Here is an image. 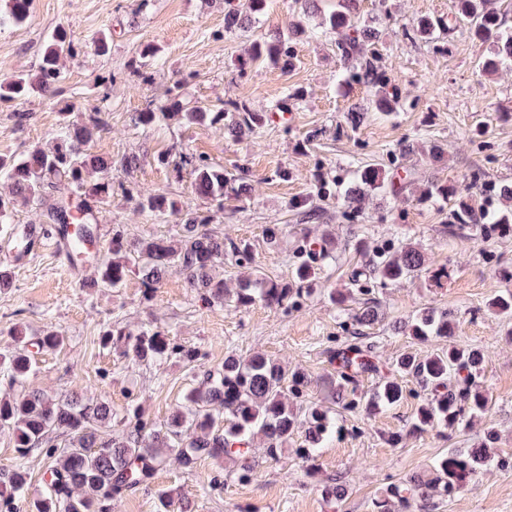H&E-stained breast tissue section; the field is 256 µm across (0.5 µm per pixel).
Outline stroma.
<instances>
[{"mask_svg":"<svg viewBox=\"0 0 512 512\" xmlns=\"http://www.w3.org/2000/svg\"><path fill=\"white\" fill-rule=\"evenodd\" d=\"M386 4L391 10L386 19L378 0H356L352 15L357 24L371 22L380 31L382 63L393 85L405 93L389 114L376 112L366 88L347 84L332 34L295 41L290 71L263 64L240 74L237 60L246 42L225 33L219 0H32L26 24L0 28V83L35 69L54 29H66L78 49L76 57L65 61L55 96L0 102V156L25 153L64 121L84 122L103 114L107 127L90 149L112 158L115 190L97 206L101 238H109L116 224L131 240L176 235L175 218L151 220L128 200V192L145 189L164 191L176 208L211 216L215 232L250 242L261 271L273 280L287 279L295 238L325 230L336 238L335 264L322 268L304 307L286 313L261 303L245 311L204 305L175 272L157 284L148 302L136 278L115 289L92 291L84 286L90 267H73L48 250L18 254L0 231V268L12 274L11 288L0 291V350L18 326L31 336L49 329L65 338L61 350L38 354L33 387L55 395L80 388L91 397L108 396L117 408L134 400L154 422L166 421L191 382L190 372L172 359L136 365L97 343L105 325L150 323L171 328L179 342L198 348L205 369L221 367L229 351L243 356L259 351L288 367H302L313 379L312 401L324 403V381L333 372L326 347L329 338L341 335L345 318L329 292L346 288L351 269L362 262L349 245L356 233L372 245L395 238L416 246L428 269L444 266L450 273L439 287L423 277L379 294L382 320L372 339L385 367L406 352L426 357L447 348L444 339L421 343L393 331L395 322L408 320L428 303L455 311L458 340L484 354L481 382L493 406L470 430L451 434L439 426L411 431L422 398L409 378L405 384L413 397L375 415L336 411L333 421L340 431L320 449L313 474L303 471L292 450L275 461L257 456L255 473L246 482L238 481L231 465L209 458L189 471L172 462L158 472L151 488L114 501L112 512H156L160 489L187 504L188 512H373L372 503L386 486L427 475L448 448L478 447L490 431L495 464L454 498L433 499L428 512H512V468L503 464L512 457V341L505 335L506 323L487 307L496 294L512 290V280L501 275L512 271V235L483 244L471 229L449 232V203H420L412 189L397 197H371L355 224L342 219L337 199L324 203L323 217L315 222H301L285 209L286 201L311 191L318 179L350 185L358 165L374 164L391 174L389 160L408 140L441 144L445 157L436 163L418 152L405 160V167L425 179L470 185L476 206H486L488 184L512 183V66L482 73L478 63L489 46L466 31L449 34L442 50L412 36L419 18L446 16L452 0ZM106 29L112 40L108 52L100 54L93 41ZM148 42L160 49L150 84L135 70ZM179 72L189 76L184 100L191 106L219 107L233 100L269 109L296 87L304 89L305 97L283 118L241 142L225 138L219 125L185 126L163 118L150 127L135 125L136 113L161 111L170 79ZM358 108L368 117L353 128L347 115ZM17 112L27 113L26 123H15ZM313 132L318 135L314 141L309 138ZM161 153L169 155L170 165L157 163ZM185 154L206 156L228 172L248 169L252 192L241 211L220 210L193 193L189 168L175 166ZM129 155L138 156L139 163L128 170L121 161ZM284 167L290 172L285 180L275 175ZM269 224L287 227L277 243L263 235ZM487 249L497 263H486ZM397 431L403 440L389 443ZM216 476L224 486L213 491L209 482ZM335 479L346 484L347 492L332 503L322 488Z\"/></svg>","mask_w":512,"mask_h":512,"instance_id":"35a3bbf8","label":"stroma"}]
</instances>
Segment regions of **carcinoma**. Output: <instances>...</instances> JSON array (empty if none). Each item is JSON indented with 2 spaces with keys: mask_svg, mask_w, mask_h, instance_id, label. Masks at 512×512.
<instances>
[{
  "mask_svg": "<svg viewBox=\"0 0 512 512\" xmlns=\"http://www.w3.org/2000/svg\"><path fill=\"white\" fill-rule=\"evenodd\" d=\"M351 2L339 0L340 10L328 19L329 30L337 36L340 58L354 81L385 88L390 78L380 65L378 31L368 24L359 28L350 23L347 9ZM266 6L267 0H224V32L250 31ZM29 15L30 0H7L5 9H0V26L22 25ZM462 24L476 38L493 43L494 53L481 61L482 70L493 71L505 61H512V31L503 29L500 14L488 8L485 0H454V11L448 17H422L414 32L434 41L439 39L437 33H451ZM76 55L67 32L54 30L36 74H20L12 82L1 84L0 101L53 95L61 76L62 58ZM291 61L289 37L277 32L250 40L238 67L243 73L256 64L270 63L286 71ZM184 84L181 79L168 88L163 113L139 112L136 123L150 127L162 116L176 118L188 126L220 125L225 135L238 139L257 133L271 121L270 113L234 101L224 102L221 108H186L181 98ZM105 126L101 117L90 123H68L49 134V143L35 146L22 157L1 156L0 180L8 191L0 192V224L9 223L11 207L17 200L39 202L51 193L53 203L46 216L69 240L71 263L93 268L92 277L85 283L87 288H119L134 275L148 292L170 271L178 270L208 305L227 304L247 310L262 302L288 312L303 307L313 290L316 271L335 260L334 242L327 234L317 241L306 237L295 240L291 271L285 281H274L260 273L250 244L230 243L235 264L252 268L251 275L233 285L224 275L216 274V269L224 266V238L208 228L210 216L198 212L181 218L179 232L173 237L131 242L123 228L116 226L103 252L90 251L87 242L97 229L95 206L113 192L112 158L89 150V143ZM394 171V176L385 179L374 165L357 170L355 183L344 193L343 217L347 222L358 221L363 199L369 193L398 196L417 184V200L452 202L450 225L475 230L484 243L512 230V185L489 186L500 206L477 210L465 188L429 179L422 182L416 172L397 164ZM191 175L195 194L221 209L228 202H242L249 194L245 173L226 172L203 157L194 159ZM334 198L335 187L322 181L315 191L287 201V207L313 221L321 217L320 203ZM136 204L156 220L176 214L174 204L160 190L139 194ZM355 251L372 257L353 268L352 287L331 291V302L341 309L355 293L369 296L379 288L412 280L425 270V258L418 249L400 247L392 240L370 251L359 239ZM488 307L512 320V291L494 296ZM348 320L349 336L327 349L334 365L330 393L333 403L342 410L368 415L382 406L398 404L406 396V386L401 382L406 377L427 392L417 407L413 431L434 426L456 431L488 410L492 397L480 384L483 353L460 343L427 358L406 353L395 363L398 376L381 382L368 396L359 392V378L376 370V345L369 341L368 329L379 321V302L363 304ZM393 329L427 342L454 335L456 321L451 310L428 306L410 322ZM99 342L103 348L138 364L174 358L193 371L200 358L197 348L177 342L173 333L161 326L134 331L107 325L100 331ZM63 344L64 336L56 331H46L34 340L18 331L11 349L0 354V381L7 387V392L0 395V429L12 431L19 457L14 467L0 471V512H18V502L28 491V471L22 459L34 450L44 451L50 464L31 512H111L113 500L152 483L172 458L186 469L203 458L224 459L235 465L239 481L250 480L254 438L258 435L263 438L265 454L275 460L288 442L304 433L305 444L294 453L312 470L318 448L332 428L329 411L309 400L310 375L301 368L289 372L263 353L225 355L222 367L207 371L187 389L182 403L163 425L145 420L137 405L118 410L105 397L85 398L77 390L52 396L29 387L27 381L37 366L35 356ZM54 435L63 442L53 443ZM490 461L483 448H450L432 465L435 479L409 478L388 485L375 499L374 510L393 512V507L404 508L414 497L423 502L435 495L452 498Z\"/></svg>",
  "mask_w": 512,
  "mask_h": 512,
  "instance_id": "obj_1",
  "label": "carcinoma"
}]
</instances>
